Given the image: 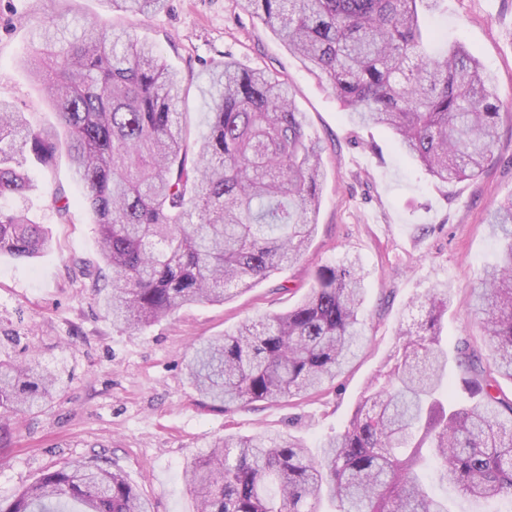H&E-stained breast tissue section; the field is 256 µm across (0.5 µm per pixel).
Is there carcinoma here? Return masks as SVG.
Segmentation results:
<instances>
[{"label":"carcinoma","mask_w":512,"mask_h":512,"mask_svg":"<svg viewBox=\"0 0 512 512\" xmlns=\"http://www.w3.org/2000/svg\"><path fill=\"white\" fill-rule=\"evenodd\" d=\"M146 15L164 0H107ZM445 0H239L325 79L352 120L390 132L441 183L475 179L493 160L500 100L462 43L427 51L424 24ZM28 60L58 128L33 126L0 100V200L33 190L22 159L53 170L61 142L99 226L112 270L95 299L112 325L139 330L195 303L223 304L303 255L315 231L324 147L307 133L288 80L231 59L208 67L206 133L181 118L179 76L155 46L98 21L65 40L54 21ZM497 262L483 270L471 314L490 347L483 364L456 345L463 384L448 378L440 322L448 296L419 302L383 370L344 430L314 455L290 433L226 434L186 464L200 512H448V494L499 501L512 512V198L490 220ZM52 235L0 208V254L28 259ZM358 259L323 265L295 306L194 343L184 363L200 396L229 413L300 399L333 384L364 339ZM55 369L0 352V418L42 412L59 391ZM0 512H150L108 460L44 471Z\"/></svg>","instance_id":"obj_1"}]
</instances>
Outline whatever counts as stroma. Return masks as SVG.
Here are the masks:
<instances>
[{
    "instance_id": "obj_1",
    "label": "stroma",
    "mask_w": 512,
    "mask_h": 512,
    "mask_svg": "<svg viewBox=\"0 0 512 512\" xmlns=\"http://www.w3.org/2000/svg\"><path fill=\"white\" fill-rule=\"evenodd\" d=\"M432 24L436 38L460 41L497 86L504 114L494 159L476 179L441 183L403 155L381 128L350 119L329 85L237 0H167L147 16L112 11L106 0H0V98L29 113L38 127L56 116L26 66L41 25L76 29L96 18L153 43L188 89L187 121L205 130L206 64L226 57L284 75L296 90L309 133L324 146L326 179L317 230L303 257L224 304H196L134 333L113 328L97 307L80 265H101L98 226L80 204L82 187L67 158L54 170L34 162V183L23 208L48 228L50 251L19 260L0 255V327L20 332L9 351L67 367L71 379L50 410L13 419L0 444V500L9 501L42 471L66 460L105 454L152 512H196L183 482L192 454L224 433L286 432L314 447L344 429L370 380L394 351L399 327L420 317L416 301L430 291L449 297L442 333L449 345L467 337L481 357L489 346L470 313L483 269L498 243L489 213L512 197V0H447ZM72 202L60 222L55 191ZM358 258L366 274L367 341L333 385L292 402H256L224 414L204 401L184 377L189 344L217 336L247 319L282 313L301 300L316 270Z\"/></svg>"
}]
</instances>
